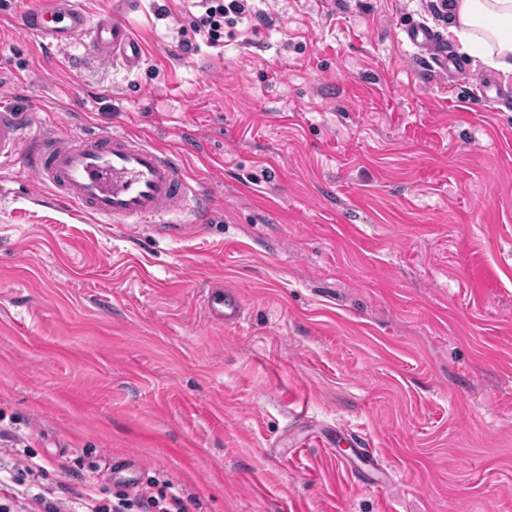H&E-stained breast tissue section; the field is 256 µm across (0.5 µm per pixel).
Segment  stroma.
<instances>
[{"label":"stroma","instance_id":"obj_1","mask_svg":"<svg viewBox=\"0 0 512 512\" xmlns=\"http://www.w3.org/2000/svg\"><path fill=\"white\" fill-rule=\"evenodd\" d=\"M443 0H133L134 69L0 26L25 133L143 135L210 190L180 236L0 171V425L21 493L173 488L188 512H512V77L436 74ZM56 59L45 66V53ZM224 280L242 320H210ZM199 7L203 10L194 16L190 26L195 33L207 35L208 41L217 45L224 38V21L230 14L240 17L247 6L246 0H200ZM225 2H228L227 4ZM404 33L411 43L426 51L432 62L444 74L456 75L462 73L454 51L448 47L435 31L422 23L408 25Z\"/></svg>","mask_w":512,"mask_h":512}]
</instances>
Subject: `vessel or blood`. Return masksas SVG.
Wrapping results in <instances>:
<instances>
[{
	"mask_svg": "<svg viewBox=\"0 0 512 512\" xmlns=\"http://www.w3.org/2000/svg\"><path fill=\"white\" fill-rule=\"evenodd\" d=\"M7 25L34 35L45 47L80 42L82 61L94 67L112 61L133 69L141 47L125 22L107 14L90 20L75 0H44L35 9L6 17ZM440 71L459 74L461 66L435 31L414 23L404 30ZM0 166L20 167L47 187L54 201L72 216L113 224H146L177 236L181 227L164 223L167 215L196 210L200 192L187 179L178 156L142 136L100 132L79 139L63 132L29 140L17 114L0 108ZM207 316L227 325L239 323L238 292L212 282L204 300Z\"/></svg>",
	"mask_w": 512,
	"mask_h": 512,
	"instance_id": "b4317fda",
	"label": "vessel or blood"
}]
</instances>
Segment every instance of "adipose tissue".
<instances>
[{
  "label": "adipose tissue",
  "instance_id": "adipose-tissue-1",
  "mask_svg": "<svg viewBox=\"0 0 512 512\" xmlns=\"http://www.w3.org/2000/svg\"><path fill=\"white\" fill-rule=\"evenodd\" d=\"M448 34L463 53L512 74V0H448Z\"/></svg>",
  "mask_w": 512,
  "mask_h": 512
}]
</instances>
